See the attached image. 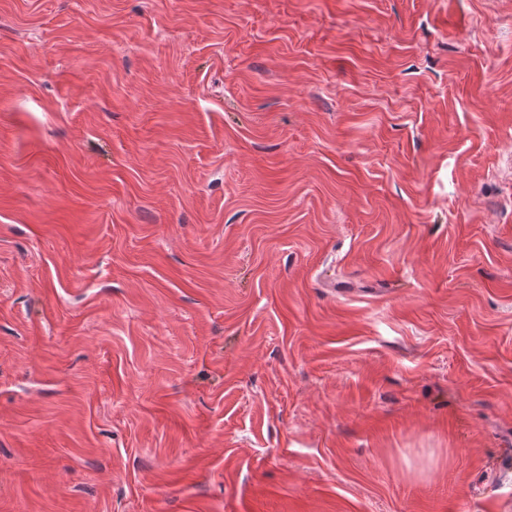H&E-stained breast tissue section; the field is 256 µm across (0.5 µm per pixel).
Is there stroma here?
Listing matches in <instances>:
<instances>
[{"label":"stroma","instance_id":"35a3bbf8","mask_svg":"<svg viewBox=\"0 0 512 512\" xmlns=\"http://www.w3.org/2000/svg\"><path fill=\"white\" fill-rule=\"evenodd\" d=\"M0 512H512V0H0Z\"/></svg>","mask_w":512,"mask_h":512}]
</instances>
